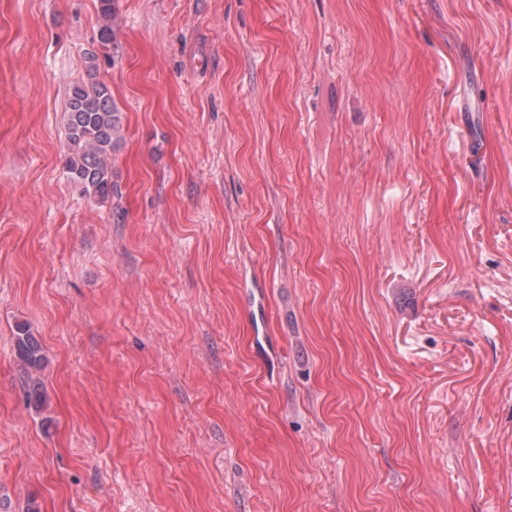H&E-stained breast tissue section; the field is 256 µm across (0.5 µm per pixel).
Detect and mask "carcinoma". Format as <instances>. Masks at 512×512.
I'll return each mask as SVG.
<instances>
[{"label": "carcinoma", "mask_w": 512, "mask_h": 512, "mask_svg": "<svg viewBox=\"0 0 512 512\" xmlns=\"http://www.w3.org/2000/svg\"><path fill=\"white\" fill-rule=\"evenodd\" d=\"M98 41L106 49L117 28L114 0H99ZM99 55L86 57V78L74 84L65 113V168L80 193L98 202L118 195L112 156L124 140V124L110 87L97 78ZM16 350L25 365L37 369L43 362L40 343L24 325L16 326Z\"/></svg>", "instance_id": "1"}]
</instances>
